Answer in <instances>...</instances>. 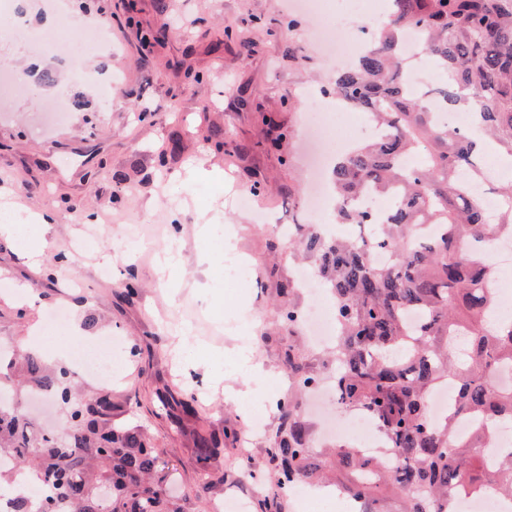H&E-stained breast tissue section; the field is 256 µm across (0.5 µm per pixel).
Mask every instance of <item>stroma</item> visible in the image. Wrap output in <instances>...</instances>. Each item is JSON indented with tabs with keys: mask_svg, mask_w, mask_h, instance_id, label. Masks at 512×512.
Listing matches in <instances>:
<instances>
[{
	"mask_svg": "<svg viewBox=\"0 0 512 512\" xmlns=\"http://www.w3.org/2000/svg\"><path fill=\"white\" fill-rule=\"evenodd\" d=\"M69 2L112 39L110 49L86 56V69L103 77L120 68L121 86L105 95L62 68L48 83V62L28 45L0 49V69L20 68L34 80L27 94L0 102V196L50 218L47 230L21 224L0 236V342L50 358L67 333L38 349L30 336L57 310L86 339L123 337L109 423L141 430L158 448L154 483L182 512H216L230 496L261 512L256 484L271 491L277 481L267 450L279 403L292 398L301 413L309 406L308 390L288 378L287 351H298L314 377L336 370L335 350L315 348L302 328L279 318L281 285L310 259L258 225L264 212L286 224L305 221L302 120L312 90L329 84L315 29L284 0ZM143 28L158 31L160 44L145 49ZM56 93L81 98L82 111L55 122L43 102ZM216 130L220 152L211 144ZM163 151L169 162L161 169ZM199 163L220 179H186ZM67 204L96 223L60 221ZM171 242L176 252H167ZM34 243L42 251L36 263L23 255ZM228 248L249 261L250 273L225 276ZM243 317L253 347L244 375L236 341L218 331ZM219 362L224 378L216 383L210 368ZM228 429L235 437L202 489L195 435L220 438ZM244 442L246 460L238 454Z\"/></svg>",
	"mask_w": 512,
	"mask_h": 512,
	"instance_id": "obj_1",
	"label": "stroma"
}]
</instances>
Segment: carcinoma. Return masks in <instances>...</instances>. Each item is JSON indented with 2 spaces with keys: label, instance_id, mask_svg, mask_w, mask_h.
Instances as JSON below:
<instances>
[{
  "label": "carcinoma",
  "instance_id": "obj_1",
  "mask_svg": "<svg viewBox=\"0 0 512 512\" xmlns=\"http://www.w3.org/2000/svg\"><path fill=\"white\" fill-rule=\"evenodd\" d=\"M388 25L349 69L336 73L328 91L347 106L369 112L384 137L368 141L336 163L333 171L339 215L352 224L371 217L355 198L371 191L393 197L386 223L371 247L399 252L398 264L372 265L365 250L311 233L296 251L314 259L331 286L340 328L336 389L341 405L369 413L386 433L399 469L345 451L337 458L349 472L347 496L364 512H389L391 497L402 512H448V499L489 487L512 496V451L491 471L470 449L485 448L490 432L466 444L457 437L462 419L512 422V390L500 389L499 365L512 364V324L489 323L498 307L488 287L494 266L490 235H512V186L492 215L476 193L483 175L472 141L440 123L424 103L428 95L450 109L480 119L484 133L512 156V0H392ZM421 30L428 57L445 78L426 94L413 92L399 55L401 31ZM425 165H401L407 153ZM288 375L300 389L314 382L295 351ZM26 384L70 411L64 436L35 427L25 409L0 403V458L47 481L39 510L15 495L11 470L0 468V498L14 496L13 512H181L177 502L150 481L159 451L132 429H106L112 411L106 393L72 394L74 372L48 367L35 353L21 357ZM456 386L444 423L428 417L427 393L443 381ZM280 436L268 449L278 471V490L262 503L279 512L280 495L305 480L328 479V462L310 448L306 423L294 402L280 404ZM218 441L200 434L196 456L203 472L219 454Z\"/></svg>",
  "mask_w": 512,
  "mask_h": 512
}]
</instances>
